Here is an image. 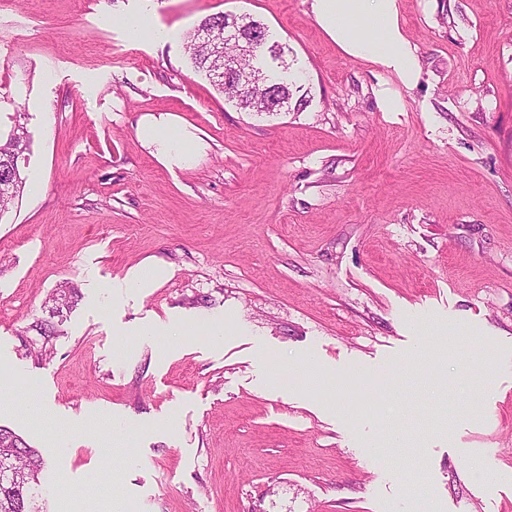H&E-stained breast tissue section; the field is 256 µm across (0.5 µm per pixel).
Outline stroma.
Wrapping results in <instances>:
<instances>
[{
	"label": "stroma",
	"mask_w": 512,
	"mask_h": 512,
	"mask_svg": "<svg viewBox=\"0 0 512 512\" xmlns=\"http://www.w3.org/2000/svg\"><path fill=\"white\" fill-rule=\"evenodd\" d=\"M399 8L410 87L311 0H0V127L32 135L0 218V426L44 460L41 512H512V0ZM144 11L167 39H129ZM216 13L286 46L301 109L241 111L194 69ZM165 114L191 161L139 137ZM148 264L160 284L121 289ZM263 350L336 391L282 393ZM442 350L435 381L416 354ZM52 307L50 308V317L49 320L40 321L33 327L40 336H57V330L55 324L51 321L55 317L63 316V310H70L72 307L71 295L70 292H66L64 290H60L53 296L51 299ZM293 372L299 378L298 386L306 389H314L321 386L335 387V380H329L327 374L318 368L312 358L307 357L298 363L289 365ZM296 386L286 385L285 392L293 393L297 390Z\"/></svg>",
	"instance_id": "1"
}]
</instances>
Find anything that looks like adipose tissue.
<instances>
[{"label":"adipose tissue","instance_id":"ef3b65f1","mask_svg":"<svg viewBox=\"0 0 512 512\" xmlns=\"http://www.w3.org/2000/svg\"><path fill=\"white\" fill-rule=\"evenodd\" d=\"M319 27L346 55L360 58L395 74L404 85L420 77L417 54L400 25L398 0H312ZM174 115L149 116L139 125V135L156 146L167 161L186 160L188 147L172 129Z\"/></svg>","mask_w":512,"mask_h":512}]
</instances>
